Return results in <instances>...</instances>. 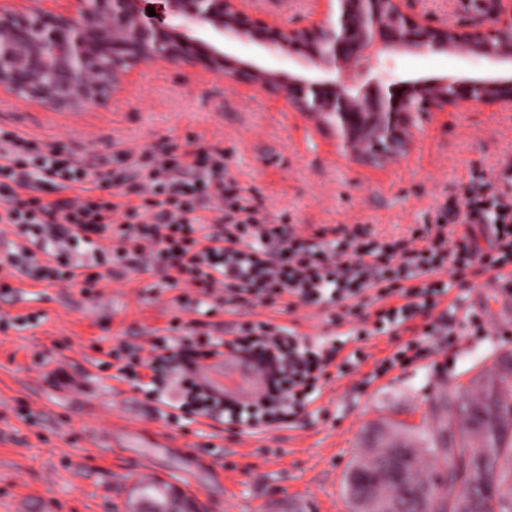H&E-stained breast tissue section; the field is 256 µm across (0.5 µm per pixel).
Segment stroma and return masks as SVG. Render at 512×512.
Instances as JSON below:
<instances>
[{
  "mask_svg": "<svg viewBox=\"0 0 512 512\" xmlns=\"http://www.w3.org/2000/svg\"><path fill=\"white\" fill-rule=\"evenodd\" d=\"M254 18L308 24L312 0H250ZM418 12L447 22H479L485 0H414ZM400 79L483 77L496 64L460 55L398 54ZM0 127L58 144L98 164L115 147L157 150L188 143L220 145L228 174L262 211L287 213L304 232L322 225L364 224L379 238L404 240L448 195L462 192L473 170L487 181L512 176V112L496 107L426 113L411 150L377 165L341 152L332 134L259 90L200 66L151 63L129 76L125 92L73 114L0 93ZM488 274L451 288L458 310L477 315L488 333L465 336L451 349L392 370L365 385L360 375L331 380L295 425L234 431L209 421L173 422L143 393L114 379L109 350L147 345L178 308L171 293L145 299L150 274L106 278L91 300L79 286L12 279L0 312L38 313L37 326L0 330V512H124L128 494L151 466L152 480L182 484L201 512H350L344 473L375 422L432 427L433 391L468 386L512 350V303L496 315L486 303ZM296 322L300 333L326 335L324 312L293 315L248 308L211 316L217 334L244 321ZM141 431L138 443L113 447L112 433ZM171 445L155 447L156 434Z\"/></svg>",
  "mask_w": 512,
  "mask_h": 512,
  "instance_id": "stroma-1",
  "label": "stroma"
}]
</instances>
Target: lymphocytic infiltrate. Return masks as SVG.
I'll return each mask as SVG.
<instances>
[{
    "mask_svg": "<svg viewBox=\"0 0 512 512\" xmlns=\"http://www.w3.org/2000/svg\"><path fill=\"white\" fill-rule=\"evenodd\" d=\"M461 197L439 205L405 240L379 239L366 226H321L305 234L285 215L262 216L254 198L226 177L224 150L116 151L88 167L76 153L0 128V224L13 237L0 257V289L19 275L48 286H80L96 296L102 268L151 272L154 294L178 291L185 310L235 314L263 306L324 311L350 324L356 340L397 334L413 323L414 339L370 360L344 340H313L275 321L240 323L217 337L207 322L174 319L149 350L112 348L121 380L143 387L171 419L192 416L226 429L291 423L333 377L373 367L364 384L393 369L486 332L474 315L440 313L451 282L472 269L512 266V181L493 186L473 172ZM492 216L493 242L483 249L473 227ZM450 271L452 281L441 280ZM247 355L269 372L252 405L238 406L203 389L196 373L209 360Z\"/></svg>",
    "mask_w": 512,
    "mask_h": 512,
    "instance_id": "lymphocytic-infiltrate-1",
    "label": "lymphocytic infiltrate"
}]
</instances>
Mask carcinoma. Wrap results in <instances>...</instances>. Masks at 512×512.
<instances>
[{
  "mask_svg": "<svg viewBox=\"0 0 512 512\" xmlns=\"http://www.w3.org/2000/svg\"><path fill=\"white\" fill-rule=\"evenodd\" d=\"M435 427L421 437L388 425L372 429L370 456L354 475L358 492L377 502L396 498L404 512H456L457 495L471 489V512H512V386L487 374L471 387L437 391ZM170 485L139 483L135 494L150 510Z\"/></svg>",
  "mask_w": 512,
  "mask_h": 512,
  "instance_id": "cac0c4a2",
  "label": "carcinoma"
}]
</instances>
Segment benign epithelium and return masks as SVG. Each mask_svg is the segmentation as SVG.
Wrapping results in <instances>:
<instances>
[{
  "instance_id": "1",
  "label": "benign epithelium",
  "mask_w": 512,
  "mask_h": 512,
  "mask_svg": "<svg viewBox=\"0 0 512 512\" xmlns=\"http://www.w3.org/2000/svg\"><path fill=\"white\" fill-rule=\"evenodd\" d=\"M61 12L0 0V89L23 102L79 112L120 92L128 72L156 61L200 63L216 74L276 88L287 105L335 132L345 152L374 163L404 155L428 111L494 106L512 111V74L489 79L401 80L384 60L399 52L463 55L512 64V0H491L482 25L437 23L412 0H323L303 27L258 26L246 0H163L167 21L143 0H67ZM259 42L277 61L303 56L314 74L264 69L228 56L205 36Z\"/></svg>"
}]
</instances>
